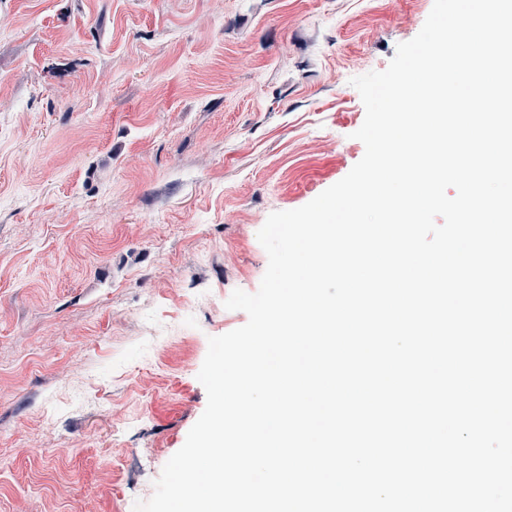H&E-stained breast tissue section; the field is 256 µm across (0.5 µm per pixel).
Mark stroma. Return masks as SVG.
Segmentation results:
<instances>
[{"instance_id":"1","label":"stroma","mask_w":512,"mask_h":512,"mask_svg":"<svg viewBox=\"0 0 512 512\" xmlns=\"http://www.w3.org/2000/svg\"><path fill=\"white\" fill-rule=\"evenodd\" d=\"M434 0H0V512H133L257 233L365 147Z\"/></svg>"}]
</instances>
